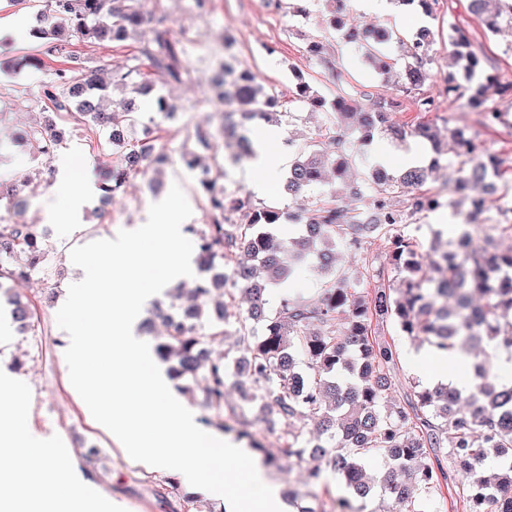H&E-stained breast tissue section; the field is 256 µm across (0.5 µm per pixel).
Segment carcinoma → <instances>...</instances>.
I'll use <instances>...</instances> for the list:
<instances>
[{
  "instance_id": "cac0c4a2",
  "label": "carcinoma",
  "mask_w": 512,
  "mask_h": 512,
  "mask_svg": "<svg viewBox=\"0 0 512 512\" xmlns=\"http://www.w3.org/2000/svg\"><path fill=\"white\" fill-rule=\"evenodd\" d=\"M329 24L339 40L366 49L380 74L392 71L396 60L390 55L394 45L404 48L405 36H394L387 28L374 33L359 30L346 19L345 0H330ZM48 10L37 13L34 27L42 39V50L53 56L65 50L74 37L102 43L130 40L148 22L154 38L140 50L139 64L112 74V86L130 94L118 109L106 108L107 87L98 78L78 67L79 57L69 55V65L55 73L43 89V97L56 116L74 119L91 130L109 132L108 144L120 156V164L102 177L100 195L106 201L123 192L140 163L156 172L170 163L161 151L143 154L142 146L127 137V130L138 125L141 113L135 97L153 94L157 111L169 110L157 85L178 81L183 76L182 48L172 35L173 22L165 13L144 14L141 0H47ZM472 14L490 33L503 22L512 24V0H469ZM450 44L461 67L465 84H450L446 93L461 104L486 110L489 97H512V83H502L486 72L481 59L470 50L468 32L451 28ZM413 63L404 70L403 92L421 112L431 110L432 102L424 87L429 79L425 69L424 46L410 53ZM229 90L220 94L224 102L247 107L264 119L262 87L248 71L224 72ZM298 95L315 110L330 107L336 114V133L318 135L298 152L284 182V189L298 195L321 184L332 170L336 181L346 185L348 197L362 201L352 208L344 199L332 197L310 208L283 212L272 207L254 208L243 199H232L215 179L200 181L206 199L210 224L193 243L200 268L208 275L195 285L198 304L188 310L189 320L176 319L179 308H156V316L167 325L154 344L156 356L170 364L172 378L188 386L201 384L197 405L205 412L201 422L221 429L224 415L237 425L253 424L256 414L267 422L276 415L283 426L280 435L281 458L303 464L312 484L323 480L322 466L336 475L345 493L335 500L336 512H365V503L377 492L400 502L404 512H425L435 494L448 484L450 471L466 476L456 485L455 494L466 500L469 512H512V380L492 372L485 365L468 396L462 390L437 385L418 393L404 407L391 396V370L398 356L395 341L383 337L390 326L399 334L421 337L438 352L452 354L466 342L486 341L497 348L512 350V322L501 320L512 315V248L497 247L493 235L476 243L470 225L453 214L458 233L444 250H434L429 267L414 260V239L406 234L403 212L392 200L405 197L411 215L433 213L450 206L441 192L414 194L436 160L428 167L398 172L382 161L370 164L364 181L350 178L356 144L345 129L354 115L351 100L337 98L331 104L300 83ZM392 104L375 100L360 116V144L370 145L381 132ZM396 139L410 134L430 144L435 154L448 153V164L456 165V176L448 181V194L473 190L467 214L476 220L487 209L484 192L496 194L501 217L512 213V180L504 178L501 160L492 154L477 161L470 138L458 130L443 136L433 123H419L408 130L401 124L389 128ZM235 140V159L254 155L252 130L221 123L218 132L199 129L197 148L207 152L215 134ZM32 154L52 156L61 139L51 125L35 126L16 137ZM241 212L245 221L233 215ZM288 225V237L278 229ZM381 241L391 249L392 260L404 272L399 292L385 285V272L376 266L372 242ZM340 248L358 256L361 278H350L334 265V251ZM246 253L253 264L237 262L228 268L236 275L235 285L248 302V313L238 320L235 347L213 357L209 344L224 338L223 312L210 316L206 303L226 285L216 264L232 260L236 252ZM50 250L39 224H0V291L8 282L26 279L47 270ZM316 259L328 274L323 296L316 304L298 305L285 298L275 315L265 313L267 290L291 283L296 266ZM364 287L359 292L357 288ZM13 319L20 326L30 323L29 302L8 296ZM243 361L249 372L247 389L237 401L227 400V369ZM315 373L309 374L306 368ZM314 426L312 438L308 426ZM447 450L450 467L440 458ZM371 457L384 460L386 473L379 483L366 479L365 464ZM497 472L476 483L467 474L477 472L489 459Z\"/></svg>"
}]
</instances>
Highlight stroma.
Listing matches in <instances>:
<instances>
[{
  "instance_id": "35a3bbf8",
  "label": "stroma",
  "mask_w": 512,
  "mask_h": 512,
  "mask_svg": "<svg viewBox=\"0 0 512 512\" xmlns=\"http://www.w3.org/2000/svg\"><path fill=\"white\" fill-rule=\"evenodd\" d=\"M153 5L155 11L167 13L172 19L173 35L183 48L185 66L181 81L162 87L181 114L179 123H170L146 105L140 127L131 133L135 139L151 134L155 145L170 154L172 162L161 174L131 176L127 191L104 209L99 206L98 195H91L78 223L64 224L52 212L58 163L77 158L84 172L95 175L115 165L118 156L104 148L102 135L69 121L63 146L53 157L0 152V182L23 185L29 198L18 220L46 229L53 261L50 273L14 284L35 306L28 328L18 329L10 310L0 305V363L7 366L18 388L28 430L60 448L58 467L65 472H81L96 496L120 502L124 512H218V502L188 488L177 475L149 468L127 456L111 433L93 419L72 387L64 357L69 336L56 322L69 285L84 276L70 260L71 249L94 239L115 237L120 230L145 223L150 205L165 197L176 183L192 208L190 225L205 227L206 201L198 189L197 170L184 167L181 156L195 150L197 129H213L220 123L223 107L214 95L212 80L228 59L237 67L249 69L266 96L275 99L277 125L282 131L280 146L287 157H295L318 128L336 125L330 110H312L299 99L296 85L305 82L329 101L352 97L365 107L377 98L392 101L396 120L410 126L429 119L444 130L463 129L501 159L503 170L512 169V100L498 102L505 120L501 126L489 128L481 123L478 110L460 107L445 92L448 81L460 76L448 41L449 26L468 30L471 48L483 58L487 72L504 82H512V26L503 25L494 35L486 33L469 13L468 0H436L431 14L416 15L409 21L395 12L372 16L349 8L350 19L361 28L382 26L404 34L422 26L431 30L433 39L427 54L432 78L427 88L438 99L439 109L426 114L402 93L400 74L387 79L352 59L326 21L324 0H211L210 10L204 15L195 9L193 0H153ZM152 36V28L147 25L136 39L122 44L75 38L65 53L43 58L37 66L22 63L24 56L37 53V45L19 43L6 34L0 36V141H8L16 130L50 116L52 108L40 89L53 80L67 55L80 56L86 70L107 81L113 72L134 66L141 47ZM312 41L320 42L321 57L308 53ZM327 60L336 65L340 79L329 78L323 66ZM218 164L224 167L222 184L226 194L249 199L256 206L282 210L295 206V199L279 186L257 194L254 185L262 177L260 170L250 162L230 164L229 151L220 138L210 151L201 154L198 170ZM405 222L418 242L417 253L423 262L428 259L434 238L445 241L451 236L448 226L452 218L446 210L409 215ZM395 343L398 359L392 398L402 404L428 385L421 372L413 370L407 361L409 349L423 346L424 341L399 336ZM249 432L264 445L267 455L275 457L273 471L281 489L306 495L302 470L279 459L278 432L269 431L260 421Z\"/></svg>"
}]
</instances>
